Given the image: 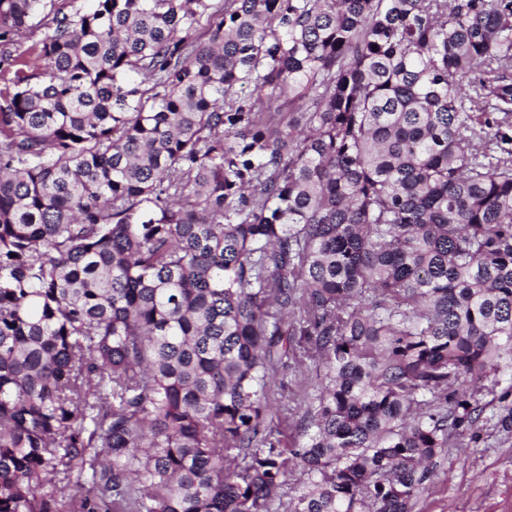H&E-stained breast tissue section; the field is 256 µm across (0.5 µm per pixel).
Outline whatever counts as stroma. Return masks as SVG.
I'll return each mask as SVG.
<instances>
[{
  "mask_svg": "<svg viewBox=\"0 0 512 512\" xmlns=\"http://www.w3.org/2000/svg\"><path fill=\"white\" fill-rule=\"evenodd\" d=\"M315 363L294 365L276 374L278 388L270 400L281 415L280 429L293 438L314 394ZM500 383L483 389L475 425L453 435V446L435 477L417 500L414 512H512V429L500 419L512 407V368L503 369Z\"/></svg>",
  "mask_w": 512,
  "mask_h": 512,
  "instance_id": "obj_1",
  "label": "stroma"
}]
</instances>
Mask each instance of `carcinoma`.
Returning <instances> with one entry per match:
<instances>
[{"label": "carcinoma", "mask_w": 512, "mask_h": 512, "mask_svg": "<svg viewBox=\"0 0 512 512\" xmlns=\"http://www.w3.org/2000/svg\"><path fill=\"white\" fill-rule=\"evenodd\" d=\"M58 2L0 0V512H413L512 364V0ZM42 29L37 25L21 30L14 38V42L8 46L0 45V57L9 56L19 61L34 62L40 51ZM291 367L279 369L276 374V383L272 384L275 394L270 400L277 411V415L288 416L287 421H281L280 429L288 441L296 436V425L304 416L314 394L313 384L319 369L312 361L306 365L298 366L290 362ZM283 385V390L280 386ZM288 410V411H287Z\"/></svg>", "instance_id": "obj_1"}]
</instances>
